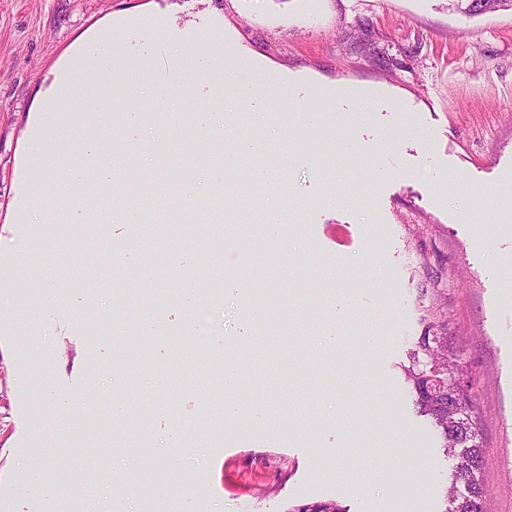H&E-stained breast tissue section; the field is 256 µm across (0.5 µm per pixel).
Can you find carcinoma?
I'll return each instance as SVG.
<instances>
[{
    "instance_id": "1",
    "label": "carcinoma",
    "mask_w": 512,
    "mask_h": 512,
    "mask_svg": "<svg viewBox=\"0 0 512 512\" xmlns=\"http://www.w3.org/2000/svg\"><path fill=\"white\" fill-rule=\"evenodd\" d=\"M456 11L474 16L498 10H512V0H448ZM429 357L420 361L419 354ZM453 367L444 346V337H420L418 352L405 369L417 412L429 419L439 434L445 456L453 461L452 482L446 491L444 512H484V486L480 478L481 445L472 417L471 397L467 388L448 384L446 394L433 397L428 392L432 371Z\"/></svg>"
}]
</instances>
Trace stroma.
Wrapping results in <instances>:
<instances>
[{
  "label": "stroma",
  "mask_w": 512,
  "mask_h": 512,
  "mask_svg": "<svg viewBox=\"0 0 512 512\" xmlns=\"http://www.w3.org/2000/svg\"><path fill=\"white\" fill-rule=\"evenodd\" d=\"M171 14L172 27L132 32L138 21ZM223 49L265 67L289 105L271 99L263 124L247 133L271 140L272 176L303 206V222L270 237L265 202L241 174L237 193L256 200L243 211L247 230L224 234L218 260L191 244L208 231L196 212L172 223L155 210L149 227L98 226L85 232L69 213L51 209L46 224L22 221L19 189L52 198L74 166L61 150L55 167L33 176L27 154L35 121L98 127L106 141L110 113L161 93L160 64L173 50H193L212 33ZM95 34L58 89L54 111L38 112L42 94L75 41ZM153 58L138 88L109 70L90 76L99 45ZM325 116L306 131L300 104L309 87ZM156 126L175 135L179 183L200 184L208 146L169 114ZM447 171L436 183L431 167ZM348 194L340 208L321 197ZM470 195L462 211L458 199ZM512 11L463 15L448 0H0V512H76L100 486L138 504L128 470L188 482L184 512H291L335 502L344 512H443L452 463L437 432L414 406L405 369L424 333L445 337L473 395L482 448L485 512H512ZM33 244L14 277L23 235ZM121 241L111 247L110 238ZM167 252L168 275L148 296L122 304L126 273ZM216 279L209 304L210 349L217 363L243 353L265 367L240 395L262 414L231 440L209 438L178 474L148 451L180 422L204 428L224 413L205 384H174L198 344L183 320L184 271ZM63 272L71 297L100 304L108 333L87 350L89 325L45 309L36 289ZM345 282L360 302L339 312ZM268 315L250 319L251 299ZM163 321L153 336L132 334L140 307ZM372 335L380 343L357 345ZM294 366L291 379L277 371ZM364 368L388 389L350 395L343 378ZM148 410L150 441L126 440L122 424L88 442L82 426L113 406ZM401 444H392L389 434ZM396 455L398 478L384 483L377 455ZM60 475L53 500L28 492L32 467Z\"/></svg>",
  "instance_id": "obj_1"
}]
</instances>
